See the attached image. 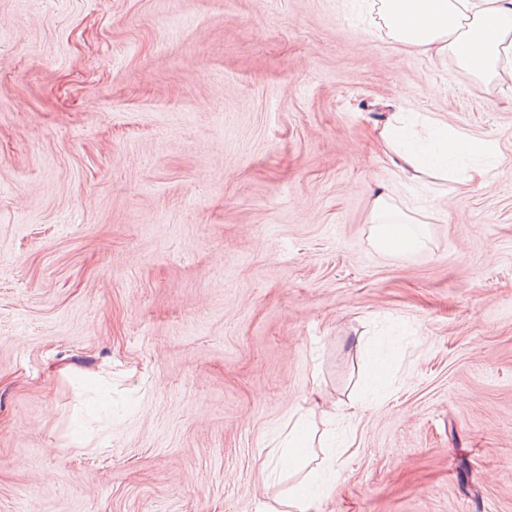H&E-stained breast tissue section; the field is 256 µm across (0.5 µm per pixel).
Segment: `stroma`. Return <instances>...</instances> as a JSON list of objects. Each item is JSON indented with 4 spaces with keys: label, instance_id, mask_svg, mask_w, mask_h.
<instances>
[{
    "label": "stroma",
    "instance_id": "35a3bbf8",
    "mask_svg": "<svg viewBox=\"0 0 512 512\" xmlns=\"http://www.w3.org/2000/svg\"><path fill=\"white\" fill-rule=\"evenodd\" d=\"M392 104L487 182L401 178ZM301 412L319 512H512V86L348 0H0V512H264ZM387 198L379 196L373 208L374 243L386 253L415 250L424 244L420 227L408 224H428L410 216L401 208L391 205Z\"/></svg>",
    "mask_w": 512,
    "mask_h": 512
}]
</instances>
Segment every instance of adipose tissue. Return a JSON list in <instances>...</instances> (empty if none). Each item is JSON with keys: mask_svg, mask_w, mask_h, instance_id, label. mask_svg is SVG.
I'll use <instances>...</instances> for the list:
<instances>
[{"mask_svg": "<svg viewBox=\"0 0 512 512\" xmlns=\"http://www.w3.org/2000/svg\"><path fill=\"white\" fill-rule=\"evenodd\" d=\"M363 22L386 32L394 42L432 58L454 56L477 76L512 80V0H352ZM391 164L411 180L447 178L457 170L464 182L483 178L496 161L486 141L449 129L447 123L416 112H390L379 131ZM414 218L378 197L373 208L374 243L386 253L423 245ZM314 436L295 422L277 460L280 469L302 472L283 501L287 512H312L327 486L310 469L307 448Z\"/></svg>", "mask_w": 512, "mask_h": 512, "instance_id": "obj_1", "label": "adipose tissue"}]
</instances>
